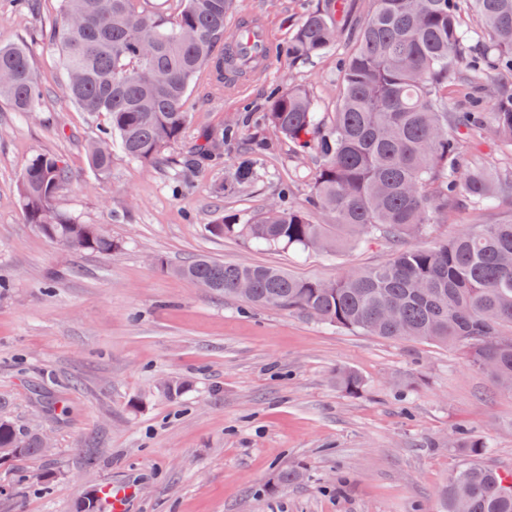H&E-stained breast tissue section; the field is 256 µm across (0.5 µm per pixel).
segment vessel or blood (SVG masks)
<instances>
[{
  "mask_svg": "<svg viewBox=\"0 0 512 512\" xmlns=\"http://www.w3.org/2000/svg\"><path fill=\"white\" fill-rule=\"evenodd\" d=\"M226 50L232 54L233 63L225 71L224 93L234 96L264 78L267 65L277 52L276 36L266 15L259 11L243 13Z\"/></svg>",
  "mask_w": 512,
  "mask_h": 512,
  "instance_id": "obj_1",
  "label": "vessel or blood"
}]
</instances>
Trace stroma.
Returning <instances> with one entry per match:
<instances>
[{"label": "stroma", "instance_id": "35a3bbf8", "mask_svg": "<svg viewBox=\"0 0 512 512\" xmlns=\"http://www.w3.org/2000/svg\"><path fill=\"white\" fill-rule=\"evenodd\" d=\"M320 0H236L273 21L279 45ZM346 31L310 60L279 53L244 94L190 93L182 154L205 134L242 127L224 158L189 176L112 151L109 178L91 171L86 143L106 115L80 111L62 92L64 71L50 44L61 0L17 12L0 0V41L25 44L46 90L39 111L0 100V415L48 432L52 454L0 466V512H75L91 494L126 491L125 512H438L436 493L468 462L457 430L487 441L484 464L512 472V393L459 349L387 339L236 297L203 292L168 273L200 255L272 266L302 279L334 281L388 260L376 239L334 252L262 249L241 236H211L217 221L247 224L275 195L317 224L311 204L313 152L267 125L274 91L304 86L324 123L340 93V63L357 44L372 0H348ZM42 152L72 173L60 210L103 225L109 254L73 253L27 224L20 175ZM252 176L242 182L241 168ZM512 217V205L458 206L433 225L438 243ZM363 380L359 394L336 385L341 369ZM187 382L175 397L160 378ZM94 466H87V457ZM299 469L280 487L276 474Z\"/></svg>", "mask_w": 512, "mask_h": 512}]
</instances>
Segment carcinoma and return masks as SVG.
I'll return each mask as SVG.
<instances>
[{
	"instance_id": "carcinoma-1",
	"label": "carcinoma",
	"mask_w": 512,
	"mask_h": 512,
	"mask_svg": "<svg viewBox=\"0 0 512 512\" xmlns=\"http://www.w3.org/2000/svg\"><path fill=\"white\" fill-rule=\"evenodd\" d=\"M172 17L158 18L145 0H63L51 30L67 76L65 96L81 111L104 113L108 125L87 147L93 173L106 179L113 140L129 159L169 162L165 151L184 137L185 104L199 86L224 90L225 17L234 0H178ZM340 0H325L302 17L288 41V58L323 54L342 33ZM486 38L483 66L448 90V74L466 63L462 0H374L359 44L342 62V95L331 127L320 125L301 85L275 93L268 125L305 148L316 137L319 164L312 204L333 223L313 224L278 198L249 224H212L210 234L245 236L262 247L333 249L372 238L395 248L388 261L349 271L334 282L294 277L265 265L228 264L201 256L171 269L210 292L246 304L278 308L342 329L462 349L495 385L512 392V218L463 231L447 242L404 246L427 237L448 206L474 210L512 202V161L468 151L490 134L512 147V0H468ZM490 107L483 105L486 94ZM0 99L16 112H35L44 88L20 44H0ZM239 136L227 126L193 145L176 162L192 172L224 155ZM59 156L41 153L24 168L19 201L26 221L51 243L74 252L117 248L99 224H83L55 207L70 183ZM362 378L336 373V386L359 392ZM22 429L0 421V448ZM456 445L473 462L439 490L440 512H512V475L478 463L488 446L457 432Z\"/></svg>"
}]
</instances>
